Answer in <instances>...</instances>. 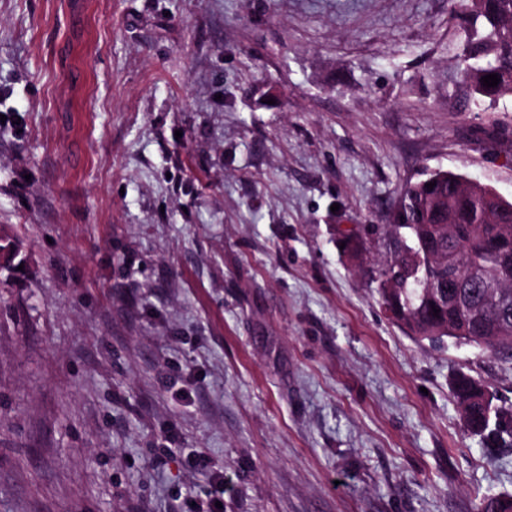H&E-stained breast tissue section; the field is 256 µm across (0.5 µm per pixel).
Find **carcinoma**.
Segmentation results:
<instances>
[{"mask_svg": "<svg viewBox=\"0 0 512 512\" xmlns=\"http://www.w3.org/2000/svg\"><path fill=\"white\" fill-rule=\"evenodd\" d=\"M474 20L460 55L463 83L480 98L512 95V0H459ZM496 74L495 87L482 77ZM466 178L438 171L406 187L390 233L398 247L371 269L381 306L404 332L421 340H450L512 356V201L489 188L468 191ZM433 188H428V184ZM507 238V268L488 257L486 240ZM480 308L484 320L505 324L507 335L484 334L463 307ZM439 313H434V310ZM467 431L512 438V411L487 405L490 386L467 374L451 383ZM482 512H512V497L485 496Z\"/></svg>", "mask_w": 512, "mask_h": 512, "instance_id": "1", "label": "carcinoma"}]
</instances>
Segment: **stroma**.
<instances>
[{
    "label": "stroma",
    "instance_id": "obj_1",
    "mask_svg": "<svg viewBox=\"0 0 512 512\" xmlns=\"http://www.w3.org/2000/svg\"><path fill=\"white\" fill-rule=\"evenodd\" d=\"M452 0H0V512H480L512 360L391 322L364 273L443 169L512 201ZM361 241L358 253L342 249ZM193 392L191 402L181 390ZM454 396L461 407L462 420L467 431L480 436L512 438V411L493 406L490 386L464 373L457 374L451 383ZM491 395L489 405L484 403ZM195 496L205 500L209 511L204 512H223L224 511V473H211L208 482L205 485L195 489ZM216 501L221 502L222 508L215 506Z\"/></svg>",
    "mask_w": 512,
    "mask_h": 512
}]
</instances>
